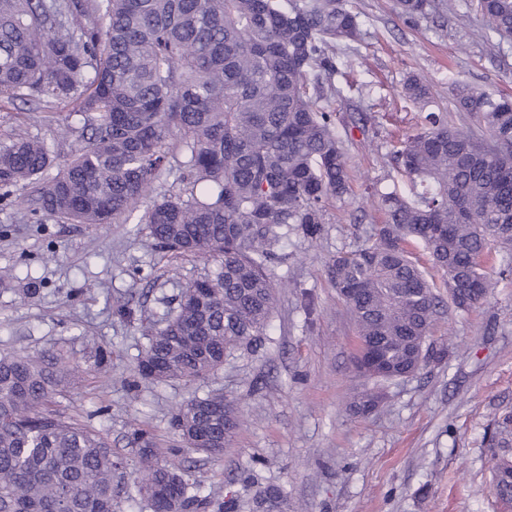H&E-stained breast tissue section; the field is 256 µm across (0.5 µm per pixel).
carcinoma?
<instances>
[{
  "mask_svg": "<svg viewBox=\"0 0 512 512\" xmlns=\"http://www.w3.org/2000/svg\"><path fill=\"white\" fill-rule=\"evenodd\" d=\"M396 7L419 19L432 4ZM480 10L512 38V0H480ZM360 38L339 0H0V98L55 103L81 124L54 174L47 140L1 143L0 188L27 191L30 214L71 224H126L139 211L157 247L217 263L185 286L163 327L147 328L142 379L200 381L265 334L276 301L268 264L284 229L318 238L326 201L351 191L322 76L346 65L337 45ZM402 94L420 102L428 89L410 78ZM453 100L486 136L427 113L388 154L409 194H381L374 241L329 264L358 327L356 368L375 382L354 395L358 414L380 406L381 384L420 369L438 315L409 246H424L463 311L493 288L480 259L512 255V98L456 83ZM172 139L176 191L165 185ZM68 377L80 379L61 355L0 354V512H117L122 494L151 512H224L150 431H133L131 466L99 431L51 411ZM171 425L184 447L217 456L239 416L209 392L177 407ZM492 441L512 446V413ZM493 461L495 494L511 505L512 470Z\"/></svg>",
  "mask_w": 512,
  "mask_h": 512,
  "instance_id": "obj_1",
  "label": "carcinoma"
}]
</instances>
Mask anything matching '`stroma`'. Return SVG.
<instances>
[{"mask_svg":"<svg viewBox=\"0 0 512 512\" xmlns=\"http://www.w3.org/2000/svg\"><path fill=\"white\" fill-rule=\"evenodd\" d=\"M408 21L393 0H345L363 31L340 43L352 60L330 82L329 108L355 176L353 192L330 200L316 240L289 231L268 270L277 290L269 327L256 346L233 350L206 380L153 382L134 371L147 339L177 307L182 288L214 270L207 259L175 256L151 245L143 225L69 224L27 215L17 193L0 197V354H70L80 384L55 411L99 430L130 454L140 427L177 442L170 420L182 402L209 392L234 401L242 426L218 457L180 452L170 463L231 512H255L265 488L284 490V512H512L496 498L488 460L495 423L512 412V273L490 256L495 286L477 306L448 304L444 278L427 275L444 302L432 334L448 349L440 363L388 384L369 415L348 403L363 382L355 369L358 333L328 264L368 241L385 214L380 192L408 190L387 162L400 140L429 112L472 125L451 85L469 84L512 97V41L488 28L477 0H442ZM412 76L429 88L426 102L404 100ZM369 122L361 126L358 114ZM45 110L0 100V142L19 133L46 138L66 160L76 135L51 126ZM130 305L132 315L120 313ZM105 347L104 370L90 374L92 346Z\"/></svg>","mask_w":512,"mask_h":512,"instance_id":"35a3bbf8","label":"stroma"}]
</instances>
